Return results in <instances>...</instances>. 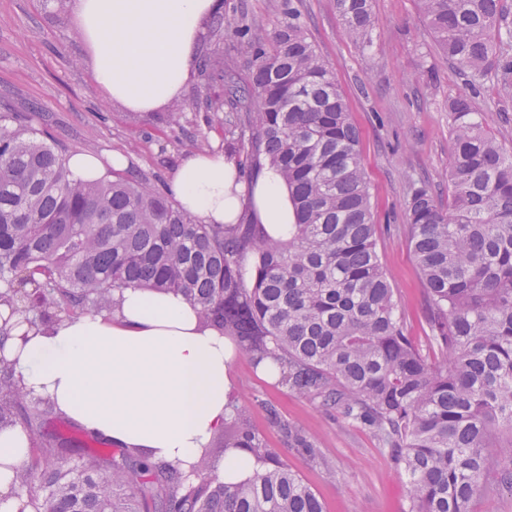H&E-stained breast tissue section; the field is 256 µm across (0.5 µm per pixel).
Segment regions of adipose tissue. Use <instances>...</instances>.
Returning <instances> with one entry per match:
<instances>
[{
	"mask_svg": "<svg viewBox=\"0 0 512 512\" xmlns=\"http://www.w3.org/2000/svg\"><path fill=\"white\" fill-rule=\"evenodd\" d=\"M221 7V0H70L94 82L107 102L133 113L167 111L183 96L205 24ZM127 166L114 154L69 159L72 179L82 182ZM168 192L201 223L236 224L247 215L270 236H288L292 208L276 169L244 178L219 146L188 157ZM0 345L31 397L119 447L178 466L191 482L203 448L231 414L233 352L179 293L124 288L111 310L50 328L26 324ZM26 448L16 430L0 429V512H18L12 468Z\"/></svg>",
	"mask_w": 512,
	"mask_h": 512,
	"instance_id": "adipose-tissue-1",
	"label": "adipose tissue"
}]
</instances>
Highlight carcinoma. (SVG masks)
<instances>
[{
  "instance_id": "carcinoma-1",
  "label": "carcinoma",
  "mask_w": 512,
  "mask_h": 512,
  "mask_svg": "<svg viewBox=\"0 0 512 512\" xmlns=\"http://www.w3.org/2000/svg\"><path fill=\"white\" fill-rule=\"evenodd\" d=\"M417 2L448 61L473 84L494 76L512 97L503 0ZM336 10L352 41L372 45L371 0H336ZM213 37L229 40L246 70L206 56L201 73L218 92L200 105L231 112L227 144L242 167L264 158L287 184L288 240L262 224H199L144 174L78 183L64 149L0 115V351L15 317L49 327L111 308L117 289L177 291L255 368L369 427L404 466L408 512H470L479 496L512 492V150L488 135L468 95L448 99V210L424 186L406 201L433 359L404 332L377 253L360 134L294 0H282L270 33L234 7ZM231 407L224 449L267 464L245 483L194 484L143 451L70 462L74 449L45 440L39 407L0 354V427L28 436L15 472L21 484L39 480L34 512H323ZM266 410L290 448L320 460L302 428Z\"/></svg>"
}]
</instances>
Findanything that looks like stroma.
Masks as SVG:
<instances>
[{"label":"stroma","instance_id":"35a3bbf8","mask_svg":"<svg viewBox=\"0 0 512 512\" xmlns=\"http://www.w3.org/2000/svg\"><path fill=\"white\" fill-rule=\"evenodd\" d=\"M295 3L311 40L333 68L360 133L377 251L390 274L405 332L432 351L425 285L406 229L410 185L426 186L439 206H447L449 97L474 92L485 129L508 148L512 101L502 97L494 78L469 86L428 33L417 0H372L379 25L369 50L346 36L336 0ZM202 91L201 81L193 80L176 125L163 115L121 111L102 99L84 65L68 0H0V115L26 117L47 142L71 152L124 154L134 174L152 176L163 191L189 155L223 143L229 129L228 112L196 110ZM231 373L235 398L251 426L314 490L324 512H406L404 470L371 430L290 393L243 355H236ZM268 403L314 437L322 464L289 448L284 433L270 423Z\"/></svg>","mask_w":512,"mask_h":512}]
</instances>
